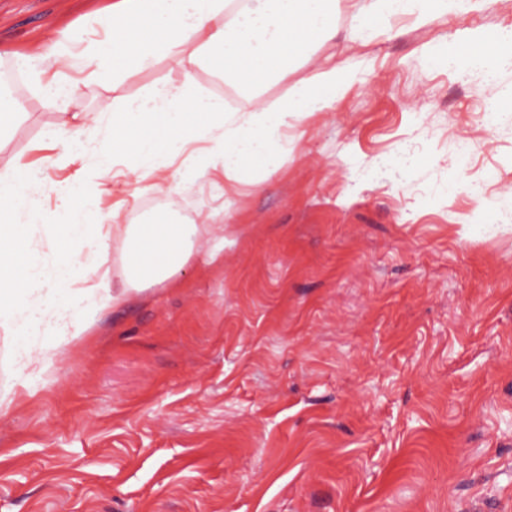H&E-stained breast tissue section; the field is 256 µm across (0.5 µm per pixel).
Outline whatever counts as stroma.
I'll use <instances>...</instances> for the list:
<instances>
[{
    "mask_svg": "<svg viewBox=\"0 0 512 512\" xmlns=\"http://www.w3.org/2000/svg\"><path fill=\"white\" fill-rule=\"evenodd\" d=\"M113 0H0V68L87 31ZM340 0L318 59L353 75L332 108L289 129L283 164L225 191L138 192L97 159L39 168L59 114L26 76V117L0 167L38 176L45 212L70 180L100 194L104 232L217 210L173 280L85 303L74 336L0 328V512H512V115L482 73L430 49L512 29V0H469L360 30ZM57 263L93 243L38 235Z\"/></svg>",
    "mask_w": 512,
    "mask_h": 512,
    "instance_id": "35a3bbf8",
    "label": "stroma"
}]
</instances>
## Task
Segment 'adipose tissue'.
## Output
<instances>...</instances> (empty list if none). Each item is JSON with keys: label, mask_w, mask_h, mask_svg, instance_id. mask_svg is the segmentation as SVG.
<instances>
[{"label": "adipose tissue", "mask_w": 512, "mask_h": 512, "mask_svg": "<svg viewBox=\"0 0 512 512\" xmlns=\"http://www.w3.org/2000/svg\"><path fill=\"white\" fill-rule=\"evenodd\" d=\"M337 0H114L112 34L132 33L119 60L112 63V81L106 84L95 111L88 112L78 97L77 80L69 71L100 77V43L83 34L65 35L38 47L36 59L48 62L52 77L31 70L29 77L44 86L51 105L62 112L61 136L81 140L86 153L96 151L94 136L103 122L112 124V153L124 158L128 175L142 179L164 171L196 140L208 142L202 160L221 169L225 189L245 179L243 164L261 159L264 174H272L284 157L274 145L284 129L300 119L331 108L347 89L341 64L317 63L313 77L291 85L284 104L268 102L263 88L283 79L314 47L336 39ZM442 60L457 69L474 68L495 80L512 67V30L481 35L465 48L443 50ZM179 69L180 84L157 83L142 94L127 98L119 90L127 77L152 69L160 61ZM218 70L224 80L246 92L249 107L228 110L216 94L196 89L201 71ZM97 200L79 197L76 188L60 191L53 222L67 230L66 240L80 242L98 237V259H106L108 238L101 225L88 221ZM33 181L22 180L13 166L0 168V319L15 312L25 315L24 326L57 336L72 323L71 305H51L43 296L44 284L28 271L33 225L43 220ZM214 219L197 212L195 220L173 219L142 224L124 233L128 262L123 288L100 293L98 284L86 287L99 309L120 304L128 288H146L174 277L194 252L193 239Z\"/></svg>", "instance_id": "obj_1"}]
</instances>
